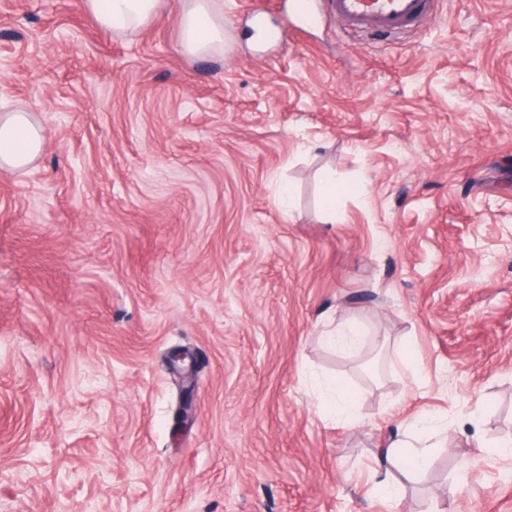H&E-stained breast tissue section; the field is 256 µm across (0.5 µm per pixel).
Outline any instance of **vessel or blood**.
Listing matches in <instances>:
<instances>
[{
    "instance_id": "b4317fda",
    "label": "vessel or blood",
    "mask_w": 512,
    "mask_h": 512,
    "mask_svg": "<svg viewBox=\"0 0 512 512\" xmlns=\"http://www.w3.org/2000/svg\"><path fill=\"white\" fill-rule=\"evenodd\" d=\"M438 0H328L327 11L358 31L399 33L434 11Z\"/></svg>"
}]
</instances>
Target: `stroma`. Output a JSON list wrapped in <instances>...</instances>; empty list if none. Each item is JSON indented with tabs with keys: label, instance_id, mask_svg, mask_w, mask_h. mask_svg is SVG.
Segmentation results:
<instances>
[{
	"label": "stroma",
	"instance_id": "stroma-1",
	"mask_svg": "<svg viewBox=\"0 0 512 512\" xmlns=\"http://www.w3.org/2000/svg\"><path fill=\"white\" fill-rule=\"evenodd\" d=\"M288 2L221 0L223 53L189 57L180 0L130 37L0 0V106L46 134L0 171V512H512L484 452L512 441V0L396 36ZM417 416L448 440L386 499ZM356 327L346 326L336 328L335 336H326L325 340L328 344H334L336 350L348 352L354 350L360 343L361 336Z\"/></svg>",
	"mask_w": 512,
	"mask_h": 512
}]
</instances>
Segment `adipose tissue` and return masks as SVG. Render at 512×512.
<instances>
[{
  "mask_svg": "<svg viewBox=\"0 0 512 512\" xmlns=\"http://www.w3.org/2000/svg\"><path fill=\"white\" fill-rule=\"evenodd\" d=\"M216 0H181V48L189 56L216 54L224 49V15ZM159 0H82L86 14L119 36H131L147 26L157 13ZM41 125L23 109L0 113V170L22 172L43 153ZM408 439H392L381 453L385 463L405 477L424 468L429 448L441 434L431 422H411Z\"/></svg>",
  "mask_w": 512,
  "mask_h": 512,
  "instance_id": "adipose-tissue-1",
  "label": "adipose tissue"
}]
</instances>
